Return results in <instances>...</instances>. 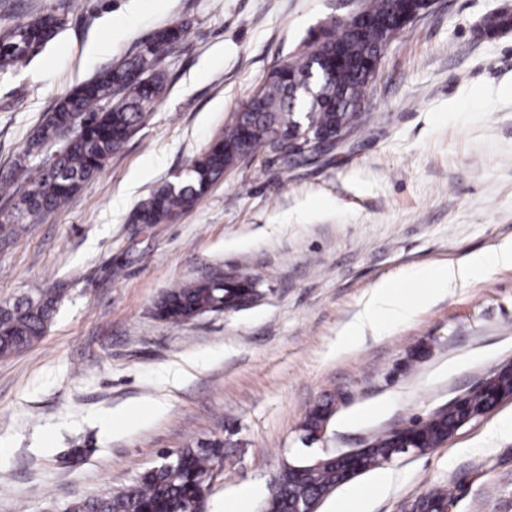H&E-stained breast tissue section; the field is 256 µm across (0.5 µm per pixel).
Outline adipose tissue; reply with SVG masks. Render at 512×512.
I'll list each match as a JSON object with an SVG mask.
<instances>
[{"instance_id": "1", "label": "adipose tissue", "mask_w": 512, "mask_h": 512, "mask_svg": "<svg viewBox=\"0 0 512 512\" xmlns=\"http://www.w3.org/2000/svg\"><path fill=\"white\" fill-rule=\"evenodd\" d=\"M493 267L512 268V240L501 242L493 253H473L461 264L448 263L413 270L410 274L411 282L424 285L425 290L409 304L401 300L397 288L391 282H379L364 298L355 320L337 336V350L350 348L356 336L366 328L377 326L383 318L411 316L426 305L432 296L472 281Z\"/></svg>"}]
</instances>
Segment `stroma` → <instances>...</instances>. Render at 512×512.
I'll return each mask as SVG.
<instances>
[{"mask_svg": "<svg viewBox=\"0 0 512 512\" xmlns=\"http://www.w3.org/2000/svg\"><path fill=\"white\" fill-rule=\"evenodd\" d=\"M359 0H0V30L53 11L51 42L0 73V172L56 101L185 26L167 86L105 170L68 207L0 245V306L59 293L45 336L0 358V512H59L131 483L162 455L221 449L205 512L248 489L261 512L283 461L365 447L427 417L512 361V268H493L408 318L338 331L378 282L457 264L512 240V0H433L384 49L367 125L343 148L284 167L257 154L170 224L138 204L219 135L273 68ZM101 52L85 61L87 44ZM256 278L262 300L183 324L157 317L172 285L213 270ZM180 384L166 371L192 355ZM163 413L149 417L154 403ZM328 405L325 435L304 438ZM82 456H72V449ZM369 512L433 488L452 512H512V402L443 446L386 466Z\"/></svg>", "mask_w": 512, "mask_h": 512, "instance_id": "stroma-1", "label": "stroma"}]
</instances>
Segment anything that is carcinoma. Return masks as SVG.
I'll list each match as a JSON object with an SVG mask.
<instances>
[{
	"label": "carcinoma",
	"mask_w": 512,
	"mask_h": 512,
	"mask_svg": "<svg viewBox=\"0 0 512 512\" xmlns=\"http://www.w3.org/2000/svg\"><path fill=\"white\" fill-rule=\"evenodd\" d=\"M363 9L379 19L382 28L359 37L346 25L333 22L312 32L304 49L271 71L249 107L233 114L222 136L176 180L165 182L141 201L135 222H173L193 209L229 167L260 150L276 156L307 131L312 136H334L341 129L359 130L370 78L355 68H336L330 62L331 52L337 46L348 59L358 61L385 48L401 32L398 19L406 0H364ZM62 25L59 16L46 13L1 33L0 72L24 59L31 45L51 41ZM183 36L184 29L177 24L157 29L137 55L101 71L56 102L20 158L0 175V190H9L19 180L25 183L13 206L0 211L1 232L12 237L25 216L64 208L82 183L104 170L161 98L164 76L158 63ZM53 155L51 167L44 161L34 168L27 163L32 157ZM211 281L216 287L205 288L195 280L169 289L157 305L158 316L181 324L195 310L220 303L233 306L240 282L220 273ZM58 302V296L36 288L13 304L0 306V357L42 339ZM451 424L450 413L438 412L421 424L413 422L376 436L357 459L330 460L302 474L285 471L263 512H292L296 502L328 495L349 481L350 470L364 473L381 466L398 436L412 435L429 451ZM179 455L171 467L141 471L131 484L103 497L72 502L61 512H203L201 477L219 462L220 450L183 448ZM449 502L448 492L431 491L422 512H441Z\"/></svg>",
	"instance_id": "cac0c4a2"
}]
</instances>
